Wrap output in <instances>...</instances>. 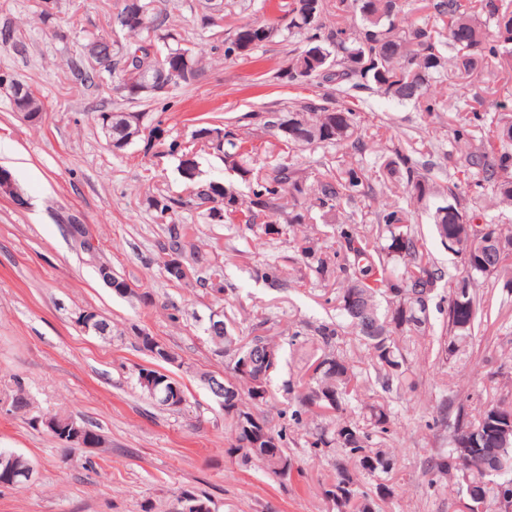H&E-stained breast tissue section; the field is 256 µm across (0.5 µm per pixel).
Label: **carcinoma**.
I'll return each mask as SVG.
<instances>
[{"mask_svg":"<svg viewBox=\"0 0 512 512\" xmlns=\"http://www.w3.org/2000/svg\"><path fill=\"white\" fill-rule=\"evenodd\" d=\"M290 0L285 16L255 17L239 25L224 50V57L244 58L277 37L288 42L300 38L304 46L289 51L276 79L290 83L311 79L322 88L316 100L288 109L246 112L225 123L206 122L194 134L216 133L201 147L224 158L247 184L242 195L219 180L194 183L186 197L156 190L146 197L148 208L163 224L160 253L185 266L181 276L168 263V280L189 279L212 296L224 293L218 256L201 251L199 228L181 224L178 214L199 212L209 223L240 218L245 229H260L259 239H283L309 274L335 290L336 320L313 330L315 347L301 341V332L288 336V345L300 365L288 390L296 391L302 413L323 418L309 433L308 448L314 456L338 450L351 465L336 461V479L324 495L336 512H373L374 497L394 496L396 455L385 447L394 432L390 408L364 402L363 416L352 415L351 405L361 401L372 382L385 393H414L419 374L409 361L410 348L431 337V352L444 362L462 361L467 348L491 321L506 317L503 307L493 308L483 283L512 293V225L498 224L482 210L489 197L512 206V115L498 111H471L459 119L448 139V161L460 165L463 179L448 180L439 189L433 167L421 160L412 144L381 146L361 126V115L344 99L362 89L388 98L411 102L431 115L443 106L437 85L446 67L467 75L489 63L512 61V10L503 0H479L481 18H475L465 0ZM160 0H119L108 16L124 31V43L85 34L68 62L77 85L92 84L102 94L120 91L132 100L158 101L168 89L190 85L202 76L199 56L206 43H189L169 23ZM20 97L11 99L13 111L35 123L44 112L37 92L25 85ZM255 123L281 143L283 157L270 170L251 165L253 151L244 146L240 129ZM489 133L472 135L471 128ZM101 129L110 147L122 150L139 140L145 149H166L175 154L180 144L162 137L164 129L148 121L146 112H103ZM298 146L329 152L341 147L364 156L374 154L383 185L419 204L439 198L433 214L440 243L460 256L463 272L439 296L444 274L423 238L415 212L395 200L381 202L369 224L358 223L345 208L361 197L374 195L368 170L359 162L332 167L320 161L308 172L290 157ZM329 219L334 241L321 245L307 224L312 213ZM443 307L440 336H430L431 309L436 297ZM271 319L237 334L234 319L207 328L210 341L230 357L224 378V417L234 435L233 452L243 464L256 463L272 474H291L286 431L275 430L261 411L272 398L271 386L285 359L283 346L266 335ZM351 329L367 350L368 367L355 369L340 348L345 329ZM251 364L240 370L242 360ZM473 396H460L445 386L432 405L435 423L448 430V451L428 457L422 474L429 487L438 489L445 477L461 486L456 512H509L501 489L512 486V401L485 399L477 414L469 411ZM30 398L17 384L10 407L27 412ZM464 443L477 448L481 459L463 466L453 448Z\"/></svg>","mask_w":512,"mask_h":512,"instance_id":"carcinoma-1","label":"carcinoma"}]
</instances>
